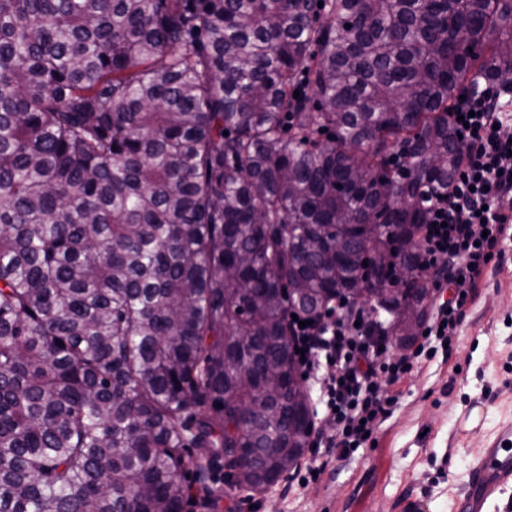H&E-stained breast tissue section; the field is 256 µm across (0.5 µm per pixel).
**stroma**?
Masks as SVG:
<instances>
[{"label":"stroma","mask_w":512,"mask_h":512,"mask_svg":"<svg viewBox=\"0 0 512 512\" xmlns=\"http://www.w3.org/2000/svg\"><path fill=\"white\" fill-rule=\"evenodd\" d=\"M397 389L374 441L306 487L287 474L261 492L235 491L227 467L199 456L204 470L187 473L183 512H404L410 498L426 512H457L477 450L512 423V246L468 308L448 356L422 363ZM475 404L487 415L472 430L461 415ZM207 492L218 510L204 506Z\"/></svg>","instance_id":"obj_1"}]
</instances>
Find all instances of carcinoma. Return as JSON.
<instances>
[{"mask_svg":"<svg viewBox=\"0 0 512 512\" xmlns=\"http://www.w3.org/2000/svg\"><path fill=\"white\" fill-rule=\"evenodd\" d=\"M506 73L512 0H0V512H182L189 448L288 469V313L361 296L338 241L415 268Z\"/></svg>","mask_w":512,"mask_h":512,"instance_id":"obj_1","label":"carcinoma"}]
</instances>
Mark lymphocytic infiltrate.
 Segmentation results:
<instances>
[{
  "label": "lymphocytic infiltrate",
  "mask_w": 512,
  "mask_h": 512,
  "mask_svg": "<svg viewBox=\"0 0 512 512\" xmlns=\"http://www.w3.org/2000/svg\"><path fill=\"white\" fill-rule=\"evenodd\" d=\"M456 112L468 119L459 175L447 193L422 201L418 265L438 301L423 327V343L390 357L388 330L375 306L337 298L318 321L293 329L294 346L304 353L299 366L331 425L313 430V458L297 474L299 485L372 440L389 415L390 389L422 361L447 353L487 275L506 257L503 244L512 237V86L491 88L474 80Z\"/></svg>",
  "instance_id": "lymphocytic-infiltrate-1"
}]
</instances>
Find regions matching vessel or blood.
Instances as JSON below:
<instances>
[{"label":"vessel or blood","mask_w":512,"mask_h":512,"mask_svg":"<svg viewBox=\"0 0 512 512\" xmlns=\"http://www.w3.org/2000/svg\"><path fill=\"white\" fill-rule=\"evenodd\" d=\"M509 483H512V426L503 429L491 445L479 450L459 512H483L487 501Z\"/></svg>","instance_id":"1"}]
</instances>
